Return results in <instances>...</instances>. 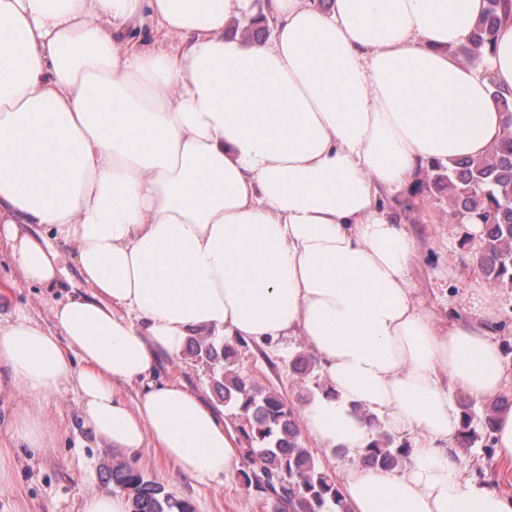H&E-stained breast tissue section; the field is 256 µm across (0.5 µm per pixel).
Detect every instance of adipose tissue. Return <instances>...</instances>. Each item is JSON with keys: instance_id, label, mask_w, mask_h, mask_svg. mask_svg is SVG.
I'll return each instance as SVG.
<instances>
[{"instance_id": "obj_1", "label": "adipose tissue", "mask_w": 512, "mask_h": 512, "mask_svg": "<svg viewBox=\"0 0 512 512\" xmlns=\"http://www.w3.org/2000/svg\"><path fill=\"white\" fill-rule=\"evenodd\" d=\"M251 2L0 0V243L50 290L69 250L85 287L52 330L0 326V381L35 400L76 385L97 442L206 483L243 445L162 360L199 331L297 334L327 384L302 428L352 459L351 512H512L457 447V393L512 391L501 335L488 312L442 324L417 301L398 211L421 169L512 126L491 95L512 87V23L480 70L451 51L486 0H264L270 39L227 36ZM379 425L409 442L391 470L358 463ZM49 437L16 415L13 448Z\"/></svg>"}]
</instances>
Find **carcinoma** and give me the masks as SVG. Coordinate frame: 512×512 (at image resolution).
Wrapping results in <instances>:
<instances>
[{
  "instance_id": "carcinoma-1",
  "label": "carcinoma",
  "mask_w": 512,
  "mask_h": 512,
  "mask_svg": "<svg viewBox=\"0 0 512 512\" xmlns=\"http://www.w3.org/2000/svg\"><path fill=\"white\" fill-rule=\"evenodd\" d=\"M512 18V0H487V7L468 41L461 46L463 60L473 66L485 62V49L497 28ZM268 22L257 14L241 27L245 38H261ZM500 109L512 115V88L492 85ZM429 189L448 191L450 217L482 225L481 269L494 288H512V134L498 141L482 158L464 159L448 167H431ZM194 356L219 367L215 384L226 404L237 406L246 425L241 429L244 457L258 469L241 470L242 481L261 493L288 502L291 512H349L335 478L318 467L300 440L299 419L275 391L250 386L226 364L235 357L229 343L216 346L201 333L192 340ZM459 447L468 449L480 438L472 428L469 406L462 408ZM407 454V448L380 432L363 457L366 466L391 469ZM112 483L129 492L131 512H192L188 502L174 497L163 484L149 480L124 466L112 468Z\"/></svg>"
}]
</instances>
